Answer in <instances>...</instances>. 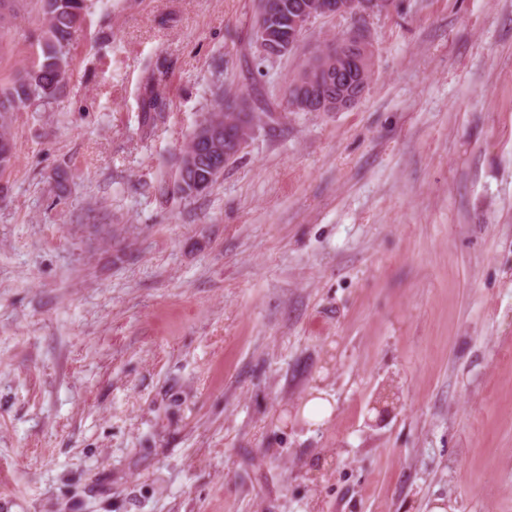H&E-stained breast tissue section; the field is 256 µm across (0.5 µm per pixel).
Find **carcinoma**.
I'll return each instance as SVG.
<instances>
[{
    "mask_svg": "<svg viewBox=\"0 0 512 512\" xmlns=\"http://www.w3.org/2000/svg\"><path fill=\"white\" fill-rule=\"evenodd\" d=\"M45 25L36 38L39 46L37 59L20 71L14 80L0 86V171L9 169L14 162V148L8 131L10 115L33 100H51L67 78L69 66L66 47L72 29L82 17L87 0H39ZM273 24L280 28H291L290 6L300 5L305 0H271ZM214 111L226 119L244 122L248 117L243 104L235 100L219 98Z\"/></svg>",
    "mask_w": 512,
    "mask_h": 512,
    "instance_id": "1",
    "label": "carcinoma"
}]
</instances>
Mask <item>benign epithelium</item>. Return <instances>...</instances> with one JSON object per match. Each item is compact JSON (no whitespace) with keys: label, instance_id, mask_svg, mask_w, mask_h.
Listing matches in <instances>:
<instances>
[{"label":"benign epithelium","instance_id":"7a95c632","mask_svg":"<svg viewBox=\"0 0 512 512\" xmlns=\"http://www.w3.org/2000/svg\"><path fill=\"white\" fill-rule=\"evenodd\" d=\"M391 0H317L315 6L300 5L293 17L298 33L321 17L355 16L365 18L385 9ZM267 0H258L254 16L255 48L262 59L285 57L294 47L271 25ZM372 70V50L363 31L352 30L324 43L289 83L285 101L299 112H343L365 93L364 84L353 80L356 73L366 76ZM203 118L195 130L197 148L186 157L193 171L205 166L217 171L245 148L254 130L257 116L238 128H224Z\"/></svg>","mask_w":512,"mask_h":512}]
</instances>
